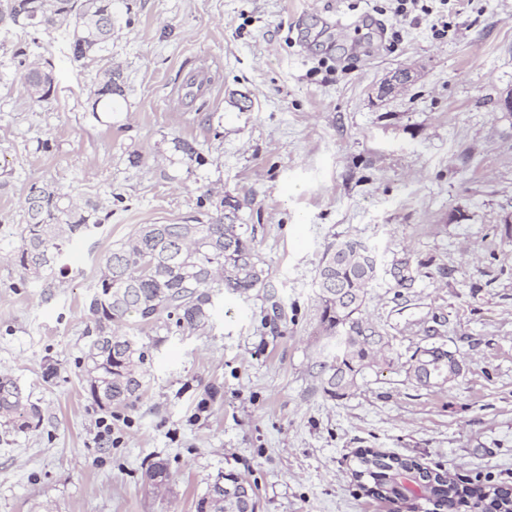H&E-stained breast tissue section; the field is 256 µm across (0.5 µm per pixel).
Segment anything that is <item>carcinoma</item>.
Masks as SVG:
<instances>
[{"label": "carcinoma", "mask_w": 512, "mask_h": 512, "mask_svg": "<svg viewBox=\"0 0 512 512\" xmlns=\"http://www.w3.org/2000/svg\"><path fill=\"white\" fill-rule=\"evenodd\" d=\"M115 0H0V18L20 30H63L74 60L89 59L112 43ZM37 54L20 43L13 58L22 67L21 85L34 107L56 95L57 84L50 63L33 67ZM123 95L116 86L114 70L99 74L93 90L92 111L114 110V96ZM239 205L224 196L207 192L198 199L191 217L197 236L183 239V224H143L134 235L104 259L94 284L89 310L93 326L88 359L89 394L100 406L127 405L149 384L146 362L150 346L131 336L117 334L112 326L133 317L143 326L163 322L176 331L193 334L210 325L216 300L228 291L246 294L265 287L266 274L243 225L224 222V207ZM98 201L77 204L49 183L33 184L24 201V224L15 263L24 275L36 279L65 273L70 246L92 236L101 226ZM391 276L401 288H410L417 270L410 262L395 263ZM377 275V255L365 242L348 238L331 245L323 255L315 276L320 299L319 329L325 343L319 352L318 369L322 390L331 399L342 398L358 385L364 369L386 361L390 349L387 333L361 317L368 290ZM407 373L417 383L442 386L460 374L455 354L443 344H433L414 353ZM39 408L30 403L9 376L0 377V424L26 431L40 425ZM356 479L370 481L374 494L385 500L399 496L390 474L399 469L422 471L410 456L367 450L357 455ZM429 479L428 505L439 502L453 512L454 500L469 499L471 512H512V490L505 485L473 483L446 478V473L425 471ZM149 486L167 484L166 462L149 464L145 471ZM196 512H256L253 489L239 475L221 473L195 502Z\"/></svg>", "instance_id": "cac0c4a2"}]
</instances>
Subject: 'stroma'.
Segmentation results:
<instances>
[{
    "mask_svg": "<svg viewBox=\"0 0 512 512\" xmlns=\"http://www.w3.org/2000/svg\"><path fill=\"white\" fill-rule=\"evenodd\" d=\"M394 8L121 0L96 59L75 61L62 32L39 35L58 86L41 108L11 62L17 36L0 41V373L42 418L0 427V512H195L229 471L257 512H396L353 477L361 448L512 486V0H418L406 19ZM109 66L124 94L97 118L89 90ZM403 67L411 82L381 94ZM176 138L201 161L173 155ZM39 181L112 211L62 279H24L13 259ZM209 190L241 202L266 286L225 294L190 336L119 325L151 344L150 384L133 404L99 406L83 360L103 257L140 225L195 214ZM346 238L377 253L362 315L390 336L391 361L332 400L314 366L315 275ZM404 257L420 270L410 288L390 274ZM433 341L461 372L424 387L405 363ZM158 459L172 474L161 494L144 479Z\"/></svg>",
    "mask_w": 512,
    "mask_h": 512,
    "instance_id": "1",
    "label": "stroma"
}]
</instances>
